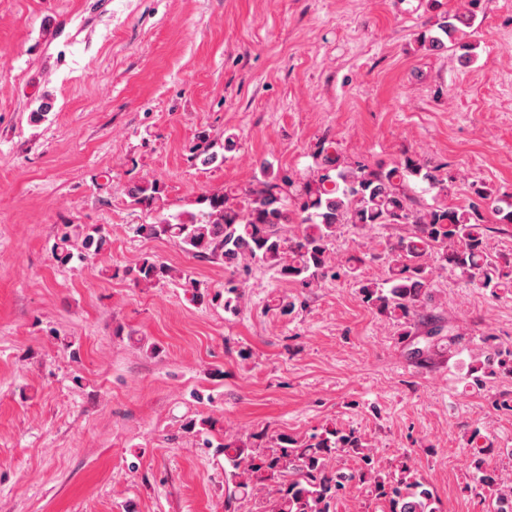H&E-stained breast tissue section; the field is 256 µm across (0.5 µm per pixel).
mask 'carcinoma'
<instances>
[{"label": "carcinoma", "instance_id": "obj_1", "mask_svg": "<svg viewBox=\"0 0 512 512\" xmlns=\"http://www.w3.org/2000/svg\"><path fill=\"white\" fill-rule=\"evenodd\" d=\"M473 11L455 12L436 23L437 34L423 37L433 51L451 44L469 51L459 34L474 21ZM313 173L299 180L276 171L267 162L261 177L240 193L215 191L199 199L196 212L165 214L163 188L158 180L143 179L127 186L136 204L156 212L151 224H134V235L168 239L189 256L218 263L229 270L224 289L209 293L199 283H184L195 304L221 303L235 313L247 288L251 265L273 269L299 288H313L343 276L353 279L362 300L401 324L410 321L428 298L431 267L428 259L438 257L469 284L491 294L508 286L506 272L485 243V215L512 223V200L494 197L475 188L468 202L448 204L452 177L440 165L406 158L391 165L342 162L318 143ZM436 190L434 202L418 205L409 195L410 182ZM296 232L288 233L289 225ZM405 225L408 232L388 244L385 258L388 276L377 283L362 277L364 259L349 257L338 266L331 246L340 227ZM108 233L98 226L64 224L52 246L54 258L68 263L78 256L94 259L108 250ZM137 283L160 284L174 278L173 268L155 256L143 258L126 270ZM482 340L485 360L470 373L472 384L482 387L496 375L495 368L512 373V349ZM206 448L216 446L224 453L225 512H236L238 500L253 496L259 485L272 483L275 496L263 512H336V502L349 484L373 478L369 494L387 506V512H439L434 490L402 466L396 472H377L373 453L364 448L353 430L327 427L304 443L285 435L267 448L250 442L219 443L204 439ZM339 454L358 458V468L348 473L328 468Z\"/></svg>", "mask_w": 512, "mask_h": 512}]
</instances>
